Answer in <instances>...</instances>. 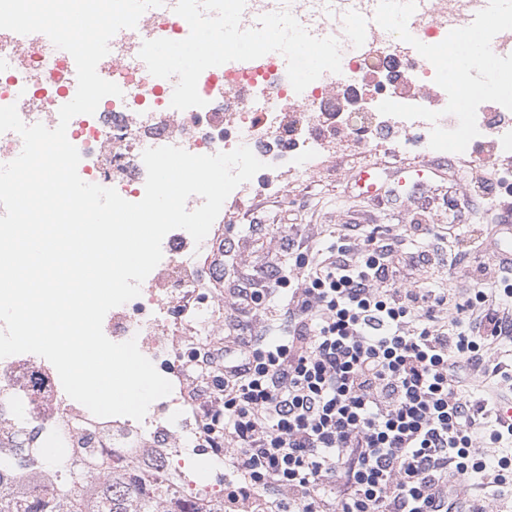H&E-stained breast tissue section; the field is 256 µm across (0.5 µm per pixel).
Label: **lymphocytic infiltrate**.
Listing matches in <instances>:
<instances>
[{"label": "lymphocytic infiltrate", "instance_id": "f902f5d3", "mask_svg": "<svg viewBox=\"0 0 512 512\" xmlns=\"http://www.w3.org/2000/svg\"><path fill=\"white\" fill-rule=\"evenodd\" d=\"M392 252L371 234L325 257L299 247L288 271L234 291L233 344L204 356L224 373L192 398L235 512L260 497L274 512H512V428L497 418L512 259L454 298L404 285ZM279 299L284 335H251Z\"/></svg>", "mask_w": 512, "mask_h": 512}]
</instances>
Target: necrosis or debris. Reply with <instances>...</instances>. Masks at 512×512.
<instances>
[{
  "mask_svg": "<svg viewBox=\"0 0 512 512\" xmlns=\"http://www.w3.org/2000/svg\"><path fill=\"white\" fill-rule=\"evenodd\" d=\"M481 0H429L420 40L441 42ZM290 11L317 31L336 28L340 15L373 12L374 0H246L249 14ZM176 40L182 32L161 13L142 15L136 28L114 41L110 57L97 71L117 84L121 96L104 97L95 114L71 120V143L80 153L78 173L115 189L130 202L145 193L144 150L177 146L192 154L228 152L248 146L264 162L261 178L276 183L312 179L345 144L372 147L396 156L412 152L431 156V126L423 119H403L365 110L360 105L365 78L379 94L401 104H419L440 112L437 124L455 128L445 114L448 97L435 81L426 59L409 60L400 39L378 25L365 34V51H348L340 73H324L303 92L281 75L274 54L252 61H231L204 71L199 80L206 104L183 111L172 108L163 79L140 68L145 36ZM74 78L73 58L53 47L44 34L18 44L0 37V106L16 105L23 121L32 113L54 115ZM479 134L462 153L449 154L471 172L491 177L500 161L512 162V111L503 106L477 109ZM164 259L141 285L139 297L111 309L103 331L114 342L136 339L141 353L173 385L172 393L151 404L143 420L94 416L64 392L58 373L45 358L31 354L0 359V487L17 492L14 449H41L44 462L26 468L28 490L74 480L83 490L106 481L90 467L99 455L123 452L126 470L158 456L181 499L193 497L182 471L189 450L203 448L212 467L202 490L222 485L224 459L204 448L203 419L187 394L194 359L211 347L222 330L224 302L203 279L199 250L188 232L176 229L163 242Z\"/></svg>",
  "mask_w": 512,
  "mask_h": 512,
  "instance_id": "obj_1",
  "label": "necrosis or debris"
}]
</instances>
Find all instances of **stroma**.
<instances>
[{"label":"stroma","instance_id":"stroma-1","mask_svg":"<svg viewBox=\"0 0 512 512\" xmlns=\"http://www.w3.org/2000/svg\"><path fill=\"white\" fill-rule=\"evenodd\" d=\"M364 163L375 166L384 180H392L397 171L407 178L388 207H366L365 196L351 182L352 168L340 167L304 184L260 189L242 214L225 215L223 239L202 256L205 275L218 281V294L229 296L290 240L323 250L343 234L356 241L374 229L394 233L396 255L426 256L423 267L413 273L418 282L459 290L472 287L479 269L494 266L496 258L485 240L512 250V230L496 231V202L483 198L476 178L454 168L444 155L420 159L376 152ZM421 205L429 210L426 235L401 234L402 225L412 222Z\"/></svg>","mask_w":512,"mask_h":512}]
</instances>
